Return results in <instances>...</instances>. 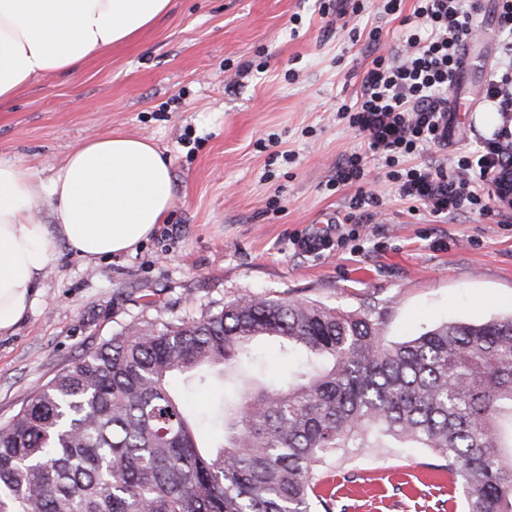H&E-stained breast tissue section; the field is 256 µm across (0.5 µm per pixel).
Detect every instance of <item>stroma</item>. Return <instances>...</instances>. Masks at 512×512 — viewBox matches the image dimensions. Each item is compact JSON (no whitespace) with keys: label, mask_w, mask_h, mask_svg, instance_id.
Masks as SVG:
<instances>
[{"label":"stroma","mask_w":512,"mask_h":512,"mask_svg":"<svg viewBox=\"0 0 512 512\" xmlns=\"http://www.w3.org/2000/svg\"><path fill=\"white\" fill-rule=\"evenodd\" d=\"M414 5L387 15L370 0L359 25L380 27L389 49ZM370 61L367 40L351 41L316 0H171L133 42L0 103V156L39 179L76 146L119 131L149 138L174 184L158 230L135 252L89 262L59 246L34 306L0 336V422L123 328L198 320L240 298L365 313L388 342L512 314V209L434 223L375 168L381 211L359 240L337 245L356 189L329 182L343 155L368 145L336 109L354 99ZM246 62L264 69L238 74ZM271 135L283 154L274 162L258 144ZM300 237L333 245L309 253ZM433 462L429 449L388 442L337 449L321 471L333 512H464L461 487Z\"/></svg>","instance_id":"stroma-1"}]
</instances>
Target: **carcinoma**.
<instances>
[{
	"label": "carcinoma",
	"instance_id": "cac0c4a2",
	"mask_svg": "<svg viewBox=\"0 0 512 512\" xmlns=\"http://www.w3.org/2000/svg\"><path fill=\"white\" fill-rule=\"evenodd\" d=\"M260 336L303 365L190 415L171 376L256 380ZM383 438L429 449L461 478L465 512H512V315L393 343L366 314L299 300L130 326L0 424V512H331L319 467Z\"/></svg>",
	"mask_w": 512,
	"mask_h": 512
}]
</instances>
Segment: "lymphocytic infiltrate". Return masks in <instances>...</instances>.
I'll return each mask as SVG.
<instances>
[{
    "mask_svg": "<svg viewBox=\"0 0 512 512\" xmlns=\"http://www.w3.org/2000/svg\"><path fill=\"white\" fill-rule=\"evenodd\" d=\"M404 23L400 50L372 58L355 102L341 104L337 114L365 139L400 197L434 221L459 212L491 216L486 185L512 168V0H498L497 55L484 70L483 95L495 103L501 125L493 137L447 164L426 159L425 153L452 132L448 94L457 83L467 41L480 33L477 12L461 9L460 0H416ZM411 157L415 165L405 166ZM335 183L358 188L346 218L349 237L358 239L364 218L381 205L365 188L362 154L340 159Z\"/></svg>",
    "mask_w": 512,
    "mask_h": 512,
    "instance_id": "1",
    "label": "lymphocytic infiltrate"
}]
</instances>
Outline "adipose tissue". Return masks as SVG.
I'll use <instances>...</instances> for the list:
<instances>
[{"label":"adipose tissue","instance_id":"adipose-tissue-1","mask_svg":"<svg viewBox=\"0 0 512 512\" xmlns=\"http://www.w3.org/2000/svg\"><path fill=\"white\" fill-rule=\"evenodd\" d=\"M170 0H0V101L49 73L137 38ZM169 160L110 132L75 147L48 180L0 159V335L25 318L59 245L86 261L135 252L169 210ZM49 207L51 224L38 218Z\"/></svg>","mask_w":512,"mask_h":512}]
</instances>
